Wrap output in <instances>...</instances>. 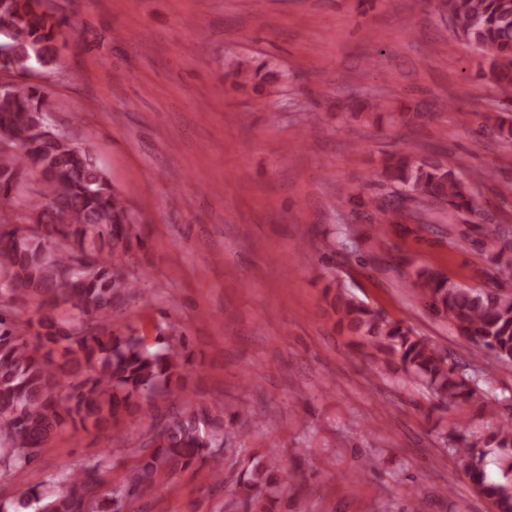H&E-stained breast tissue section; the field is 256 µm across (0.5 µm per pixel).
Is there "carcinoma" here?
I'll list each match as a JSON object with an SVG mask.
<instances>
[{"mask_svg": "<svg viewBox=\"0 0 512 512\" xmlns=\"http://www.w3.org/2000/svg\"><path fill=\"white\" fill-rule=\"evenodd\" d=\"M455 37L477 46L487 63L483 76L501 99L493 129L512 146V0H439ZM75 29L65 15L43 0H0V70L23 77L55 61V43ZM242 83L276 77L263 63L238 64ZM48 102L36 83L14 81L0 89V196L19 220L32 225L17 237L4 229L0 215V471L30 463L52 438L74 430L118 426L129 416L154 411L158 395L184 390L186 336L179 343L152 348L133 333H112V310L140 295L146 271L127 269L132 244L143 248L134 212L113 189L105 170L88 150L59 134L48 121ZM39 163L42 180L31 192L23 173ZM386 195L360 203L369 223L422 226L470 224L483 212L472 182L449 163L420 158L401 148L385 159ZM480 250L497 249L487 272L492 286L472 288L429 267L411 269L409 283L428 309L452 326L473 347L496 362L512 364V241L498 223L479 222ZM95 260L94 271L76 270L77 255ZM39 301L45 311L33 324L19 325L14 303ZM333 309L340 330L382 373L397 372L425 386L431 407L445 410L484 397L485 376L459 370L428 339L381 310L336 292ZM487 433L463 426L453 430L456 466L496 507L512 512V487L488 478L490 449L504 473L512 471V415L489 411ZM151 437L123 483L108 488L103 473L122 451L115 448L61 478L48 494L38 481L22 495L21 505L35 512H125L132 497L195 465L208 468L211 485L229 489L223 512H276L296 473L251 454L224 464L230 432L224 411L189 401L175 412L151 415Z\"/></svg>", "mask_w": 512, "mask_h": 512, "instance_id": "obj_1", "label": "carcinoma"}]
</instances>
